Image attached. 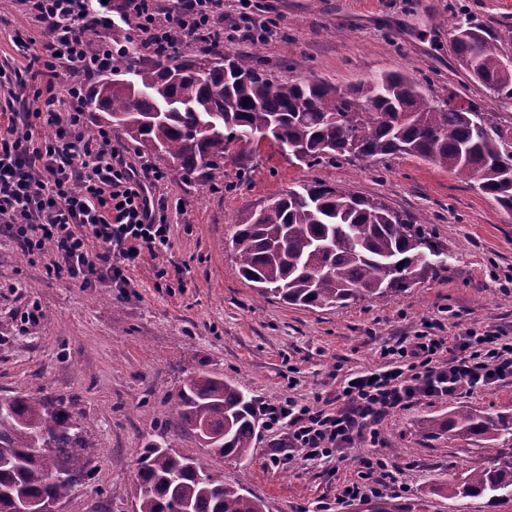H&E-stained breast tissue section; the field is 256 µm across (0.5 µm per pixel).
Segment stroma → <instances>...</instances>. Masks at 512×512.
<instances>
[{
	"label": "stroma",
	"instance_id": "stroma-1",
	"mask_svg": "<svg viewBox=\"0 0 512 512\" xmlns=\"http://www.w3.org/2000/svg\"><path fill=\"white\" fill-rule=\"evenodd\" d=\"M260 15L267 34L225 42V52L255 58L278 79L318 78L349 87L370 75L404 71L428 99L456 91L462 99L512 122L474 83L450 42L472 17L512 44V0H224V16ZM36 29L0 0V66L25 69L15 36ZM320 181L380 196L424 221L448 254V269L388 298L318 309L264 299L238 273L234 222L283 191ZM162 191L180 201L171 211L169 249L144 255L127 272L125 288H85L51 276L53 258H29L0 232V396L28 395L62 403L93 443L94 469L61 504L62 512H133L138 451L167 433L175 450L202 456L193 431L180 428L172 398L190 377L237 382L255 403L291 396L326 408L346 375L380 367V348L426 331L454 336L491 326L512 339V214L452 173L399 156L361 169L350 164H298L266 143L240 175L224 160V184L199 174L169 172ZM39 318L29 321L27 311ZM512 412V380L473 395L445 396L389 412L379 440L345 449L342 461L322 465L295 456L269 460L277 438L258 424L249 459L214 460L225 481L245 487L264 512H298L334 500L355 478L365 456L397 471L399 490L352 502L345 512H512L483 498L448 500L429 491L433 479L486 463L483 442L428 433L426 421L458 406Z\"/></svg>",
	"mask_w": 512,
	"mask_h": 512
}]
</instances>
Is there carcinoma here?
Masks as SVG:
<instances>
[{
  "label": "carcinoma",
  "mask_w": 512,
  "mask_h": 512,
  "mask_svg": "<svg viewBox=\"0 0 512 512\" xmlns=\"http://www.w3.org/2000/svg\"><path fill=\"white\" fill-rule=\"evenodd\" d=\"M452 48L470 78L512 100V64L499 39L469 20L452 32ZM137 48L114 66L134 68L135 80L104 79L90 99L121 128L127 142L151 160L224 179V152L245 164L262 140L301 163H384L414 156L444 169L512 212V166L502 163L512 126L480 105L426 99L419 82L401 71L373 74L346 89L320 80L270 77L252 58L199 52L181 44L148 65ZM238 271L260 295L289 305L331 308L397 295L410 284L390 274L409 267L415 280L434 276L442 251L418 220L379 196L316 182L290 188L242 219L232 236ZM181 424L202 434L208 456H187L162 436L142 449L134 512H263V501L224 481L212 458L250 457L256 438L254 400L234 382L189 378L173 400ZM428 427L451 437L492 443L487 465L437 480L432 491L450 499L486 497L505 503L512 492V413L489 415L461 407ZM92 447L73 415L46 399L0 397V512L30 498L67 499L90 474Z\"/></svg>",
  "instance_id": "cac0c4a2"
}]
</instances>
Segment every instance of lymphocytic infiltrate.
<instances>
[{
	"instance_id": "lymphocytic-infiltrate-1",
	"label": "lymphocytic infiltrate",
	"mask_w": 512,
	"mask_h": 512,
	"mask_svg": "<svg viewBox=\"0 0 512 512\" xmlns=\"http://www.w3.org/2000/svg\"><path fill=\"white\" fill-rule=\"evenodd\" d=\"M13 2L40 32L33 57L42 66L11 75L0 69V112L9 116L0 126V225L27 256L53 250L51 275L84 287H125L129 267L169 248L171 203L159 192L164 171L145 159L129 162L110 130L86 121L88 84L114 57L111 10L102 0ZM126 14L136 43L152 53L225 29L224 0H128ZM92 35L99 49L90 55ZM381 355L384 367L351 375L336 411L290 397L266 405L267 428L285 434L271 463L287 464L297 452L332 462L343 448L377 441L391 410L512 378V342L490 327L448 338L422 334ZM395 481L386 459L362 458L356 479L340 486L334 502H317L315 512H344L354 500L381 497Z\"/></svg>"
}]
</instances>
